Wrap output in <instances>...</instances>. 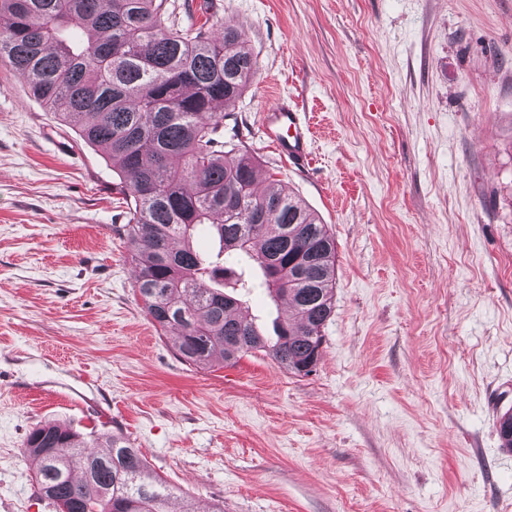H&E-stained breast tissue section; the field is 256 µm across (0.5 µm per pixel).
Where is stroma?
<instances>
[{"mask_svg":"<svg viewBox=\"0 0 512 512\" xmlns=\"http://www.w3.org/2000/svg\"><path fill=\"white\" fill-rule=\"evenodd\" d=\"M244 33L259 71L224 144L336 243L314 372L195 369L134 290L118 177L0 66V512H56L28 433L119 434L169 512H512V0H166ZM288 97L311 168L265 138Z\"/></svg>","mask_w":512,"mask_h":512,"instance_id":"stroma-1","label":"stroma"}]
</instances>
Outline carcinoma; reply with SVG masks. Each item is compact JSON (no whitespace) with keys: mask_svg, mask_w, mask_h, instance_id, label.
<instances>
[{"mask_svg":"<svg viewBox=\"0 0 512 512\" xmlns=\"http://www.w3.org/2000/svg\"><path fill=\"white\" fill-rule=\"evenodd\" d=\"M0 64L88 144L102 146L126 204L134 288L184 362L207 368L254 350L308 376L334 309L335 242L297 195L259 189L257 159L224 150L225 107L258 70L242 32L177 28L164 0H0ZM219 241L207 256L200 228ZM248 264L295 319L269 339L234 289ZM512 450V412L499 418ZM34 478L57 512H167L173 488L123 436L88 444L53 422L27 435Z\"/></svg>","mask_w":512,"mask_h":512,"instance_id":"obj_1","label":"carcinoma"}]
</instances>
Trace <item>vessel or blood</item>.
Wrapping results in <instances>:
<instances>
[{"instance_id":"1","label":"vessel or blood","mask_w":512,"mask_h":512,"mask_svg":"<svg viewBox=\"0 0 512 512\" xmlns=\"http://www.w3.org/2000/svg\"><path fill=\"white\" fill-rule=\"evenodd\" d=\"M262 131L280 156L293 165L305 166L310 156L311 128L305 113L281 100L262 116Z\"/></svg>"}]
</instances>
